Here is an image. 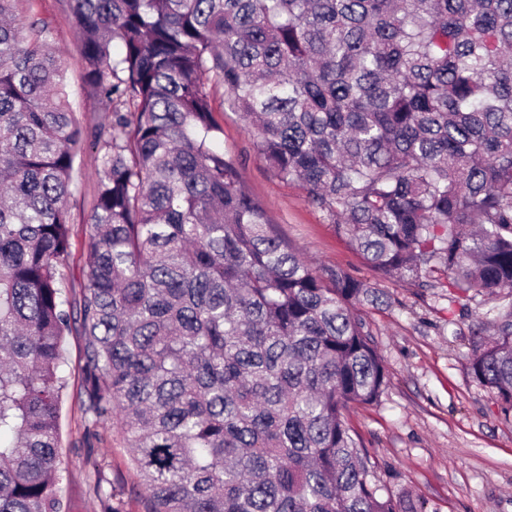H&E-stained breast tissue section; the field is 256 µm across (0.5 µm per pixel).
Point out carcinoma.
<instances>
[{"instance_id": "cac0c4a2", "label": "carcinoma", "mask_w": 512, "mask_h": 512, "mask_svg": "<svg viewBox=\"0 0 512 512\" xmlns=\"http://www.w3.org/2000/svg\"><path fill=\"white\" fill-rule=\"evenodd\" d=\"M0 0V512H61L60 375L131 449L149 512H423L344 411L389 386L369 283L318 271L213 146L259 155L380 274L512 295V0H67L94 132L91 259L63 296L86 130L47 25ZM121 51L111 52L113 42ZM468 370L512 413V306Z\"/></svg>"}]
</instances>
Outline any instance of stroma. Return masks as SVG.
Listing matches in <instances>:
<instances>
[{
	"label": "stroma",
	"mask_w": 512,
	"mask_h": 512,
	"mask_svg": "<svg viewBox=\"0 0 512 512\" xmlns=\"http://www.w3.org/2000/svg\"><path fill=\"white\" fill-rule=\"evenodd\" d=\"M24 18L48 25L52 47L65 64V90L87 131L106 118L76 63L79 43L66 0H23ZM220 127L216 146L240 163V176L265 207L279 235L317 270L338 269L385 291L388 305L363 310L381 354L389 387L379 403L354 405L347 420L374 466L375 480L397 496L422 502L424 512H512V416H504L489 389L467 367L469 341L512 297L476 298L467 313L448 301V277L431 285L384 276L336 232L302 189L279 177L253 147L223 87L211 90ZM82 177L69 201L74 236L63 272L65 296L78 300L88 258L85 220L95 192L96 153L81 148ZM61 375L67 381L59 414V495L64 512H103L94 484L115 491L123 512H148L149 502L130 464V451L111 423L86 442L78 394L83 338L67 336Z\"/></svg>",
	"instance_id": "stroma-1"
}]
</instances>
